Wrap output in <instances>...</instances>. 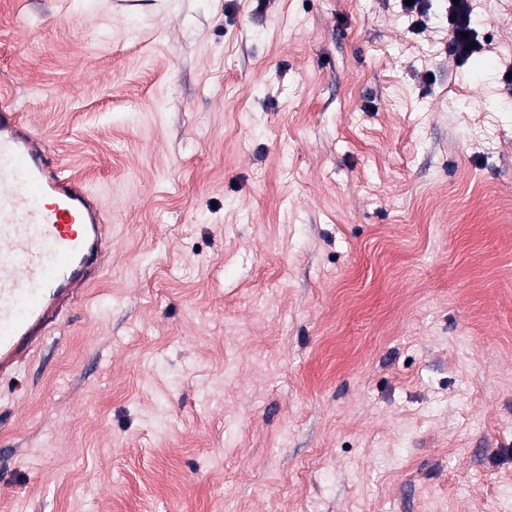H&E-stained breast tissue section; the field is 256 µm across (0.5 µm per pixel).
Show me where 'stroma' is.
Instances as JSON below:
<instances>
[{
  "mask_svg": "<svg viewBox=\"0 0 512 512\" xmlns=\"http://www.w3.org/2000/svg\"><path fill=\"white\" fill-rule=\"evenodd\" d=\"M0 0L112 249L0 382V512H512V0ZM478 22L479 20L472 13L469 0H458V2L448 0L449 49L457 61L464 62L483 49L476 32ZM461 33H467L468 38H462ZM471 42H475L476 46L467 49Z\"/></svg>",
  "mask_w": 512,
  "mask_h": 512,
  "instance_id": "1",
  "label": "stroma"
}]
</instances>
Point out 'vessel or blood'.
<instances>
[{
    "label": "vessel or blood",
    "instance_id": "vessel-or-blood-1",
    "mask_svg": "<svg viewBox=\"0 0 512 512\" xmlns=\"http://www.w3.org/2000/svg\"><path fill=\"white\" fill-rule=\"evenodd\" d=\"M99 197L52 157L13 102H0V379L15 374L104 267Z\"/></svg>",
    "mask_w": 512,
    "mask_h": 512
}]
</instances>
